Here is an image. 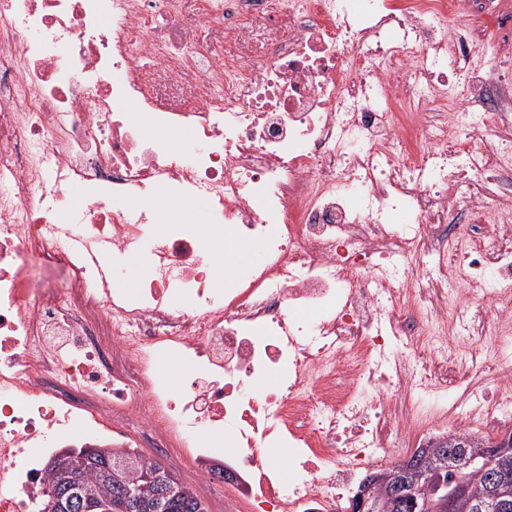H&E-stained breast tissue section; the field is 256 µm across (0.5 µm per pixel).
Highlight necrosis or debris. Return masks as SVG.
<instances>
[{"label": "necrosis or debris", "mask_w": 512, "mask_h": 512, "mask_svg": "<svg viewBox=\"0 0 512 512\" xmlns=\"http://www.w3.org/2000/svg\"><path fill=\"white\" fill-rule=\"evenodd\" d=\"M480 2L0 0V512H36L41 460L78 420L95 448L132 447V421L164 435L252 512H337L391 452L399 346L404 447L512 421L511 372L489 401L436 384L453 363L466 391L485 371L481 348H455L482 316L459 290L490 300L494 357L512 356V15ZM491 28L494 58L449 80ZM182 130L199 151L158 138ZM172 190L255 261L219 273L197 233L154 235L151 200ZM130 253L148 267L133 294ZM25 254L66 288L22 287Z\"/></svg>", "instance_id": "necrosis-or-debris-1"}]
</instances>
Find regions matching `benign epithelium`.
Segmentation results:
<instances>
[{"label":"benign epithelium","mask_w":512,"mask_h":512,"mask_svg":"<svg viewBox=\"0 0 512 512\" xmlns=\"http://www.w3.org/2000/svg\"><path fill=\"white\" fill-rule=\"evenodd\" d=\"M475 442L474 437L459 431L448 434V439L441 442V453L456 459L455 471L447 482L437 478L428 481L423 487L416 485V473L428 460L431 453L429 448L369 474L356 493L357 512H365L376 487L388 492L393 499L400 497L402 490L408 487L425 498L438 494L443 507L451 512L460 492L468 487L472 478H481L486 486L492 488V493L472 500L473 512H509L512 509V475L502 470V464L498 460L507 453H512V437H502L491 454L469 451Z\"/></svg>","instance_id":"7a95c632"}]
</instances>
